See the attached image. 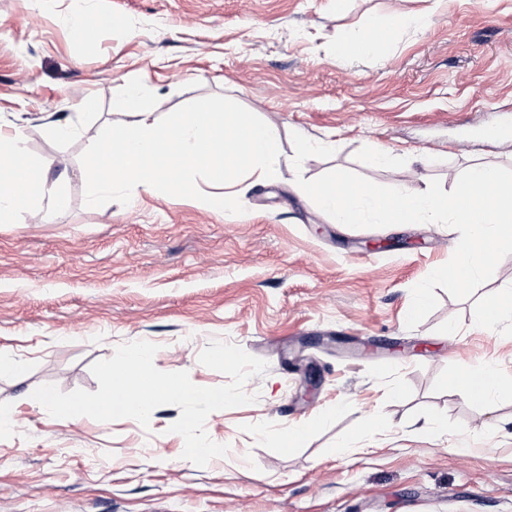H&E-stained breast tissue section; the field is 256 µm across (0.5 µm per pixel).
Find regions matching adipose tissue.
<instances>
[{
	"label": "adipose tissue",
	"instance_id": "obj_1",
	"mask_svg": "<svg viewBox=\"0 0 512 512\" xmlns=\"http://www.w3.org/2000/svg\"><path fill=\"white\" fill-rule=\"evenodd\" d=\"M399 24L396 18H370L360 32L337 40V58L350 59L373 53ZM47 192L52 195L55 210L68 208L70 198L64 189L48 191L47 167L27 157L21 132L0 133V223L7 224L21 213L39 210ZM456 382L469 394L482 398L512 391V383L505 381L498 368L490 363L462 368Z\"/></svg>",
	"mask_w": 512,
	"mask_h": 512
}]
</instances>
